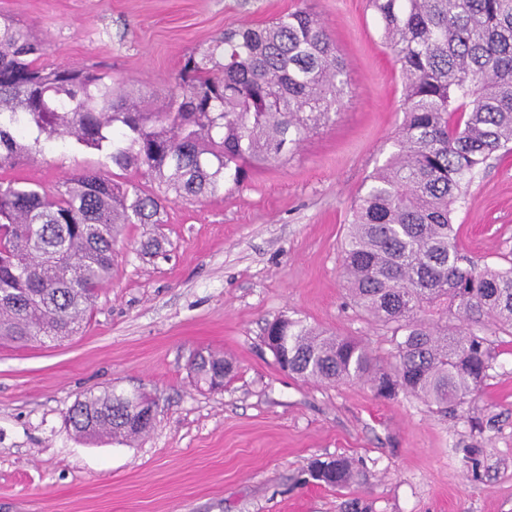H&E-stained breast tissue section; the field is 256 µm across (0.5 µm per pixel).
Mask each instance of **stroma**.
Masks as SVG:
<instances>
[{"label":"stroma","instance_id":"stroma-1","mask_svg":"<svg viewBox=\"0 0 512 512\" xmlns=\"http://www.w3.org/2000/svg\"><path fill=\"white\" fill-rule=\"evenodd\" d=\"M298 8L347 62L341 104L286 162L167 204L161 225H125L77 335L0 345V512H345L354 498L367 512H512V336H494L493 370L448 413L300 378L262 341L267 322L290 316L380 358L394 350L342 277L352 205L403 120L400 66L369 0H0V15L41 39L44 63L95 68L159 100L184 57L224 30ZM103 168L100 152L66 142L11 174L52 190ZM453 222L462 254L512 263V155L475 172ZM154 236L163 253L144 251ZM201 349L232 362L223 391L193 382ZM111 387L156 398L151 429L130 442L68 432L76 399ZM338 457L355 482L315 484L310 464Z\"/></svg>","mask_w":512,"mask_h":512}]
</instances>
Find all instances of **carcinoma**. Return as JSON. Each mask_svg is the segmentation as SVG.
I'll return each instance as SVG.
<instances>
[{
	"instance_id": "carcinoma-1",
	"label": "carcinoma",
	"mask_w": 512,
	"mask_h": 512,
	"mask_svg": "<svg viewBox=\"0 0 512 512\" xmlns=\"http://www.w3.org/2000/svg\"><path fill=\"white\" fill-rule=\"evenodd\" d=\"M404 78L396 150L370 176L342 242L353 305L388 327L384 362L359 341L280 317L282 369L329 383L363 381L374 395L421 399L442 412L465 405L489 376L488 327L512 335V267L461 254L452 204L498 152L512 151V0H369ZM33 30L0 16V169L71 141L105 153L115 172L84 171L47 191L0 179V342L76 333L112 275L125 224H160L165 204L215 196L245 166L286 159L340 104L346 62L306 10L224 32L185 57L157 108L112 86L107 73L41 63ZM134 171L156 188L122 179ZM196 383L222 386L232 366L199 353ZM137 396L115 389L70 408L89 440L139 437ZM319 484L345 488L349 461L314 463Z\"/></svg>"
}]
</instances>
